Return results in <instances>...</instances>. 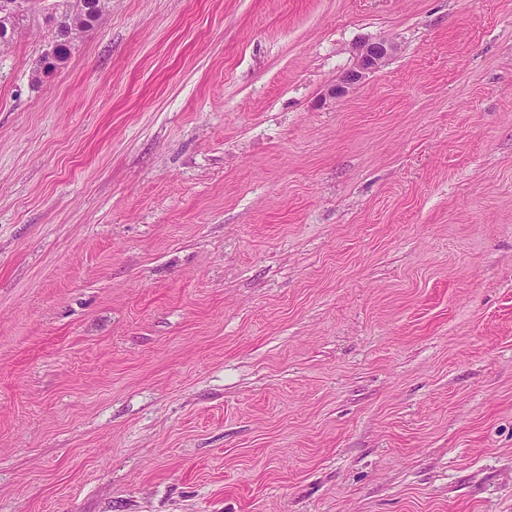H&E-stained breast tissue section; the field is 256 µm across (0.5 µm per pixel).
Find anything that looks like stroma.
I'll use <instances>...</instances> for the list:
<instances>
[{
    "label": "stroma",
    "mask_w": 512,
    "mask_h": 512,
    "mask_svg": "<svg viewBox=\"0 0 512 512\" xmlns=\"http://www.w3.org/2000/svg\"><path fill=\"white\" fill-rule=\"evenodd\" d=\"M65 8L0 48V512H512V0H112L32 84ZM394 46L387 42H372L361 46L358 49V69L351 73L342 85L333 88L329 96L336 98V96L343 95L348 86L360 80L366 72L374 71L385 65L393 53ZM348 85V86H347Z\"/></svg>",
    "instance_id": "35a3bbf8"
}]
</instances>
